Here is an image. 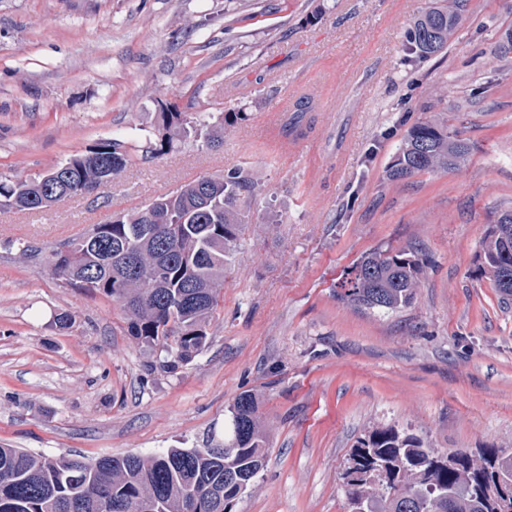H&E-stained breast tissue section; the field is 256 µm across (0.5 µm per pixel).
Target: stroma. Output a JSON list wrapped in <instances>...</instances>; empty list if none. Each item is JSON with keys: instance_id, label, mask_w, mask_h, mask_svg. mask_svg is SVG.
<instances>
[{"instance_id": "1", "label": "stroma", "mask_w": 512, "mask_h": 512, "mask_svg": "<svg viewBox=\"0 0 512 512\" xmlns=\"http://www.w3.org/2000/svg\"><path fill=\"white\" fill-rule=\"evenodd\" d=\"M430 0H0V180L97 144H144L162 105L243 111L220 146L132 153L108 190L29 215L0 209V447L89 460L224 440L260 402L266 465L235 512H348L342 473L369 427L433 448H512V297L478 270L512 207V0H466L447 50L406 64ZM310 98L300 137L282 124ZM471 150L392 182L403 133L431 112ZM265 189L224 279L208 343L169 373L120 305L20 255L49 249L202 176ZM427 258L411 307L355 311L338 284L362 254ZM68 313V327L56 318Z\"/></svg>"}]
</instances>
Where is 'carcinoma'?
<instances>
[{
	"mask_svg": "<svg viewBox=\"0 0 512 512\" xmlns=\"http://www.w3.org/2000/svg\"><path fill=\"white\" fill-rule=\"evenodd\" d=\"M463 0L430 7L407 33L409 57L427 59L447 47L463 11ZM302 98L285 125L299 133ZM245 119L243 112L205 122L189 112H162L155 141L142 158L165 153L180 138L223 143L224 126ZM467 142L440 116L408 129L387 179L448 172L464 162ZM123 142H105L58 163L31 179L0 182V206L40 212L75 195L95 194L108 202L107 189L129 162ZM262 181L249 168L204 176L160 195L149 204L92 224L79 237L54 247L48 262L69 285L121 304L128 332L167 352L162 367L171 372L204 347L207 327L224 296V273L237 241L250 224L249 205ZM511 228L503 234L501 228ZM129 254L140 269L125 271ZM479 270L500 297L505 264L512 265V209L500 212L481 242ZM424 259L413 248L363 254L347 271L340 299L360 312L393 313L413 304L424 276ZM267 436L254 394L241 393L230 409L220 448H169L151 455L46 456L20 448H0V512H234L238 499L264 468ZM512 452L505 448L439 451L410 429L377 426L365 432L347 458L343 489L349 512H512Z\"/></svg>",
	"mask_w": 512,
	"mask_h": 512,
	"instance_id": "carcinoma-1",
	"label": "carcinoma"
}]
</instances>
